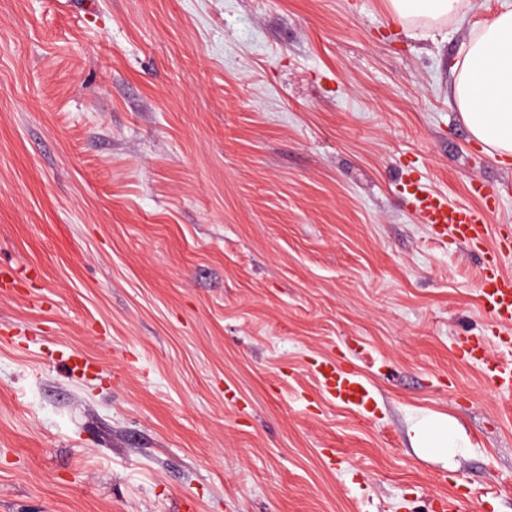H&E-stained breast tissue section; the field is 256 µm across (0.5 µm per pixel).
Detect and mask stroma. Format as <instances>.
<instances>
[{"label":"stroma","mask_w":512,"mask_h":512,"mask_svg":"<svg viewBox=\"0 0 512 512\" xmlns=\"http://www.w3.org/2000/svg\"><path fill=\"white\" fill-rule=\"evenodd\" d=\"M503 2L0 0V512H512V395L454 354L512 364L483 256L400 192L512 184L449 100ZM461 0H390L391 19L407 18L440 20L459 11ZM317 367L323 398L336 401L364 416L372 412L375 402L373 390L353 367L343 366L333 359H324ZM463 442L455 420L445 415L427 414L413 428L412 446L424 457L448 462L463 448Z\"/></svg>","instance_id":"35a3bbf8"}]
</instances>
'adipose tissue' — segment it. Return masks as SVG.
Here are the masks:
<instances>
[{
	"mask_svg": "<svg viewBox=\"0 0 512 512\" xmlns=\"http://www.w3.org/2000/svg\"><path fill=\"white\" fill-rule=\"evenodd\" d=\"M461 0H390L391 18L440 20ZM451 93L471 136L503 158L512 157V0L477 27L460 63L453 67ZM464 438L455 420L430 413L414 428L412 446L424 457L451 460Z\"/></svg>",
	"mask_w": 512,
	"mask_h": 512,
	"instance_id": "obj_1",
	"label": "adipose tissue"
}]
</instances>
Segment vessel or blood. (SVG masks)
<instances>
[{
	"label": "vessel or blood",
	"instance_id": "obj_1",
	"mask_svg": "<svg viewBox=\"0 0 512 512\" xmlns=\"http://www.w3.org/2000/svg\"><path fill=\"white\" fill-rule=\"evenodd\" d=\"M402 186L410 195L421 223L446 228L455 240L482 250L484 261L477 304L491 315L500 334H511L512 274L503 269L505 251L487 245L489 236L504 239V228L489 230L479 212L467 205L449 203L445 196L424 188L413 175H406ZM468 190L487 208L496 207L503 195L502 188H490L479 179L471 180ZM456 350L463 358L484 366L486 378L495 387L507 392L512 390V367L492 362L483 338L463 337L457 342ZM317 377L323 398L364 415L371 413L375 401L373 390L353 367L326 359L319 363Z\"/></svg>",
	"mask_w": 512,
	"mask_h": 512
}]
</instances>
